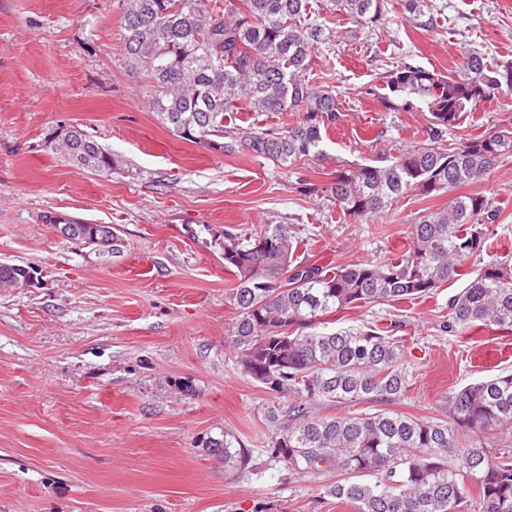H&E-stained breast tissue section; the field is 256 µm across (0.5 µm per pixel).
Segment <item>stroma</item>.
<instances>
[{
  "label": "stroma",
  "instance_id": "1",
  "mask_svg": "<svg viewBox=\"0 0 512 512\" xmlns=\"http://www.w3.org/2000/svg\"><path fill=\"white\" fill-rule=\"evenodd\" d=\"M432 27L401 0L378 21L326 17L332 34L313 71L342 110L326 158L280 168L177 138L121 63L120 0H0V262L33 265L40 281L0 289V512H354L324 495L322 473L298 474L268 448L269 407L286 405L236 365L224 231L250 237L292 225L301 260L325 268L386 261L447 197L405 195L369 224H349L304 182L337 165L391 158L423 139L418 112H391L383 76L407 60L443 75L466 50L512 61V0H432ZM73 125L123 161L99 175L48 144ZM512 127V95L480 102L444 144ZM477 190L510 215L494 252L512 257V158ZM115 227L119 254L59 236L47 215ZM448 283L429 298L346 311L348 325L404 347L410 389L398 411L442 416L450 390L512 373V335L448 331ZM232 433L252 451L240 471L206 451Z\"/></svg>",
  "mask_w": 512,
  "mask_h": 512
}]
</instances>
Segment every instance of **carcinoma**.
Instances as JSON below:
<instances>
[{"instance_id": "cac0c4a2", "label": "carcinoma", "mask_w": 512, "mask_h": 512, "mask_svg": "<svg viewBox=\"0 0 512 512\" xmlns=\"http://www.w3.org/2000/svg\"><path fill=\"white\" fill-rule=\"evenodd\" d=\"M423 26L428 0H406ZM345 11L372 23L384 0H122L124 65L148 79L149 108L175 136L224 155L246 151L278 167L325 159L327 131L341 106L310 78L315 47L330 37L313 10ZM381 96L392 111L422 112L424 142L385 165L340 166L325 184H309L354 223L372 221L405 194L448 195L419 217L409 250L387 262L355 261L324 269L298 260L301 240L287 224H264L247 239L224 231V269L235 277L238 311L231 338L240 369L267 392L288 397L268 411L270 454L300 473H334L324 495L355 512H512V454L492 453L474 437L512 425V374L448 392L443 418L390 409L409 378L399 342L374 327L326 329L344 311L423 299L450 280H466L448 300V330L496 328L512 334V262L488 254L493 224L507 218L482 192L459 194L512 156L502 128L456 146H439L448 129L484 100L512 92V61L492 65L470 50L453 75L403 62ZM301 112L286 129L250 132L225 123L233 112ZM72 164L112 173L118 157L80 132L61 147ZM368 404L318 416L319 405ZM208 452L245 470L251 450L224 433Z\"/></svg>"}]
</instances>
